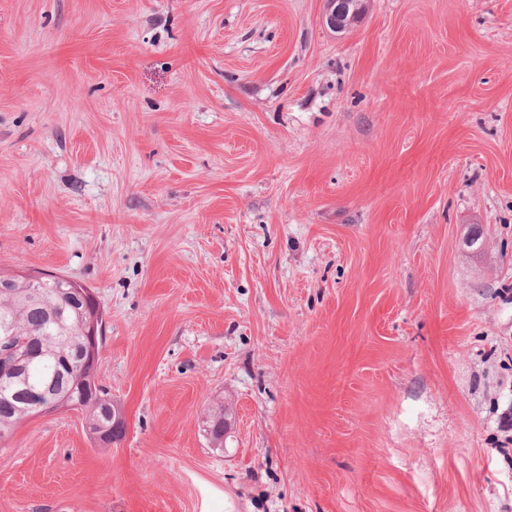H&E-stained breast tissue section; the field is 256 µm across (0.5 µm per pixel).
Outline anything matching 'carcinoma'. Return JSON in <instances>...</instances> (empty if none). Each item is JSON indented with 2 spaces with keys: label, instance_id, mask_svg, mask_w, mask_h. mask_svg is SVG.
<instances>
[{
  "label": "carcinoma",
  "instance_id": "1",
  "mask_svg": "<svg viewBox=\"0 0 512 512\" xmlns=\"http://www.w3.org/2000/svg\"><path fill=\"white\" fill-rule=\"evenodd\" d=\"M37 287L22 279L9 288L0 289V333L10 328L16 343L31 350L36 357L22 364L13 379L0 381V435H9L20 423L34 416L31 391H45L56 410H74L84 414L89 429L112 431V401L95 377L98 363L83 365L73 374L64 358L82 357L84 320L66 307L71 291L61 276L43 278L39 301L29 294Z\"/></svg>",
  "mask_w": 512,
  "mask_h": 512
}]
</instances>
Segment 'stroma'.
I'll return each mask as SVG.
<instances>
[{"mask_svg":"<svg viewBox=\"0 0 512 512\" xmlns=\"http://www.w3.org/2000/svg\"><path fill=\"white\" fill-rule=\"evenodd\" d=\"M364 4L0 0V271L124 421L21 423L0 512H512V0ZM356 0H326V8L321 17L324 27L341 33L350 27V24L359 22L354 6Z\"/></svg>","mask_w":512,"mask_h":512,"instance_id":"1","label":"stroma"}]
</instances>
